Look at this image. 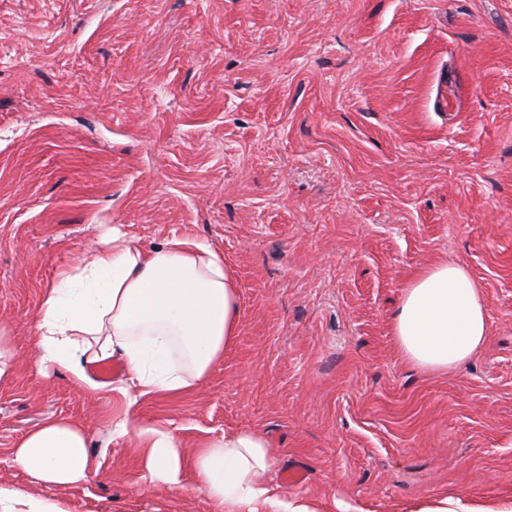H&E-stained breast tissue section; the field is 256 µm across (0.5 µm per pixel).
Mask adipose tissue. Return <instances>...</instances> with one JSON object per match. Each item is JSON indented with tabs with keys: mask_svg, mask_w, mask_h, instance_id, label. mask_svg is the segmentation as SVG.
<instances>
[{
	"mask_svg": "<svg viewBox=\"0 0 512 512\" xmlns=\"http://www.w3.org/2000/svg\"><path fill=\"white\" fill-rule=\"evenodd\" d=\"M391 330L405 363L425 373L455 371L487 336L485 293L466 266L429 265L403 285ZM238 334V290L220 252L187 237L145 249L116 229L111 245L62 271L45 290L33 349L40 364L67 368L88 395L102 388L88 365L122 359L119 391L128 407L112 428L128 438L149 482L175 488L193 472L214 512H320L313 501L287 497L264 481L275 452L263 434L227 432L189 457L171 431L133 410L144 395L192 392ZM12 456L32 484L48 489L99 470L86 430L66 418L44 420L17 440Z\"/></svg>",
	"mask_w": 512,
	"mask_h": 512,
	"instance_id": "obj_1",
	"label": "adipose tissue"
}]
</instances>
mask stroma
<instances>
[{"label": "stroma", "mask_w": 512, "mask_h": 512, "mask_svg": "<svg viewBox=\"0 0 512 512\" xmlns=\"http://www.w3.org/2000/svg\"><path fill=\"white\" fill-rule=\"evenodd\" d=\"M114 227L209 244L239 289L204 383L137 404L187 450L258 431L266 481L322 512L512 498V0H0V487L30 488L10 450L63 417L101 463L43 490L65 512H213L192 475L144 479L118 391L30 348L45 289ZM439 261L487 298L482 350L446 375L391 334Z\"/></svg>", "instance_id": "35a3bbf8"}]
</instances>
